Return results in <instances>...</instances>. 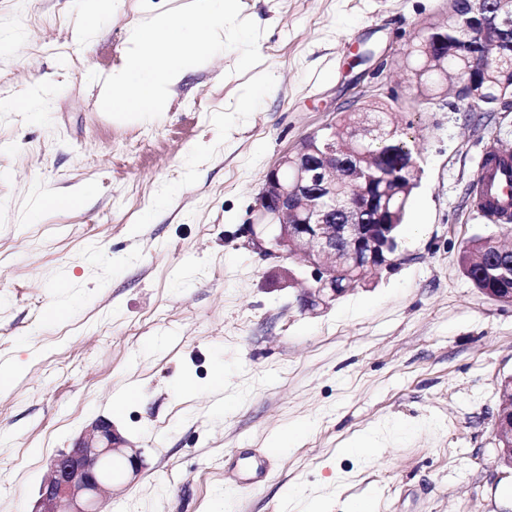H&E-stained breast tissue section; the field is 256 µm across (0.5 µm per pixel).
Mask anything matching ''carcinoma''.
<instances>
[{"mask_svg": "<svg viewBox=\"0 0 512 512\" xmlns=\"http://www.w3.org/2000/svg\"><path fill=\"white\" fill-rule=\"evenodd\" d=\"M424 34L423 28L417 32L405 61L416 96L423 103L432 104L440 98V86L448 72H454L462 82L468 79L473 50L462 43L456 53L448 55L437 65L430 60L427 48L421 44ZM499 41L498 57L488 61L484 69L477 72L476 85L480 95H466L469 86H463L465 94L459 102L465 112H493L499 107L512 105V31L501 33ZM366 116L386 118L383 105L373 104L364 112L340 113L336 120V139L341 140L351 133ZM350 158L378 177L373 197L378 206L387 210L388 222L394 224L393 246H398L412 193L418 187L421 175L417 165L406 175L400 174L407 162L416 161L404 132L395 129L383 146L376 141L362 143L357 140L353 143ZM485 212L496 230L468 239L464 243L460 262L474 287L482 294L491 296L500 294L502 288H512V268L509 267L512 259L501 257L497 251L500 237L512 235V214L502 208H487Z\"/></svg>", "mask_w": 512, "mask_h": 512, "instance_id": "carcinoma-1", "label": "carcinoma"}]
</instances>
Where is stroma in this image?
<instances>
[{
    "instance_id": "1",
    "label": "stroma",
    "mask_w": 512,
    "mask_h": 512,
    "mask_svg": "<svg viewBox=\"0 0 512 512\" xmlns=\"http://www.w3.org/2000/svg\"><path fill=\"white\" fill-rule=\"evenodd\" d=\"M188 2L116 0L87 36L82 0H0V512H32L51 459L102 419L144 468L101 512H512L495 438L512 305L460 265L493 229L473 184L512 150V107L418 104L401 68L447 0H241L259 65L235 73L224 51L159 118L105 115L134 27ZM362 44L375 56L351 66ZM35 94L38 120L11 111ZM373 103L422 168L397 264L302 309L306 263L241 229L283 153ZM38 189L86 195L24 223ZM368 431L376 448L345 452ZM274 440L260 487L226 492Z\"/></svg>"
}]
</instances>
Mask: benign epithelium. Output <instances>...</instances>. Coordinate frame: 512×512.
Listing matches in <instances>:
<instances>
[{"instance_id": "1", "label": "benign epithelium", "mask_w": 512, "mask_h": 512, "mask_svg": "<svg viewBox=\"0 0 512 512\" xmlns=\"http://www.w3.org/2000/svg\"><path fill=\"white\" fill-rule=\"evenodd\" d=\"M505 3L500 0L494 22L476 23L451 0L446 17L431 29L457 26L476 49L473 64L479 65L497 48L495 29H512V8ZM327 130L310 133L266 173L246 224L248 246L260 254L306 259L313 284L302 299L305 309L325 308L344 292L336 287L337 275L375 272L397 261L385 240L390 224L370 217L376 176L349 162L334 140L316 148ZM290 168L291 178L284 175ZM501 389L507 404L496 423L497 458L512 469V375L504 378ZM95 432L53 459L35 512H99L98 497L117 483L106 474L108 462L122 458L125 470L134 473L143 468L141 451L119 447L109 421H98Z\"/></svg>"}]
</instances>
